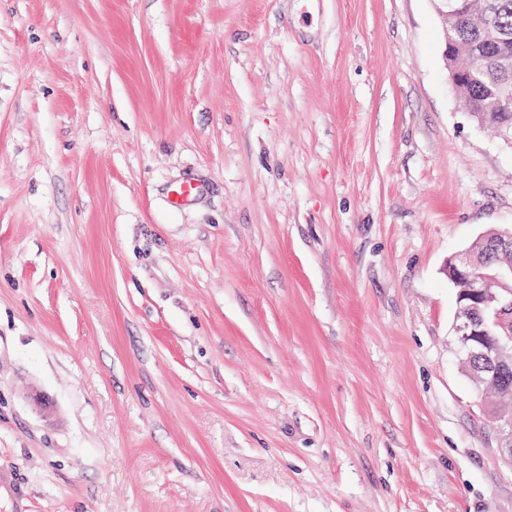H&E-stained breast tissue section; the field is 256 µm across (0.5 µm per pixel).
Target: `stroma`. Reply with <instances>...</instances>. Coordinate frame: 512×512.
I'll list each match as a JSON object with an SVG mask.
<instances>
[{"instance_id":"stroma-1","label":"stroma","mask_w":512,"mask_h":512,"mask_svg":"<svg viewBox=\"0 0 512 512\" xmlns=\"http://www.w3.org/2000/svg\"><path fill=\"white\" fill-rule=\"evenodd\" d=\"M444 52L432 0H0L27 512H512L445 272L512 143ZM466 94L469 96L468 103L473 112L472 115L478 122H483L485 127L495 130L500 137L512 139V107L510 111H507L508 117L503 118L499 112H490L485 91L470 93L468 90Z\"/></svg>"}]
</instances>
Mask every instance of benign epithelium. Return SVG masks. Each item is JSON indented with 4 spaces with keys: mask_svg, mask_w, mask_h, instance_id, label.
<instances>
[{
    "mask_svg": "<svg viewBox=\"0 0 512 512\" xmlns=\"http://www.w3.org/2000/svg\"><path fill=\"white\" fill-rule=\"evenodd\" d=\"M445 15L467 13L481 22L485 37L492 41L508 39V33L492 23L496 4L492 0H459L450 6L440 0ZM512 74V56L501 55L491 61L479 60L452 73V87L484 86L489 68ZM448 276L461 290L457 294V319L454 333L465 366L477 388L498 387L512 375V332L506 318L512 312V229L499 231L485 239V254L470 255L448 263ZM499 422V451L512 467V398L501 394L488 406Z\"/></svg>",
    "mask_w": 512,
    "mask_h": 512,
    "instance_id": "1",
    "label": "benign epithelium"
}]
</instances>
